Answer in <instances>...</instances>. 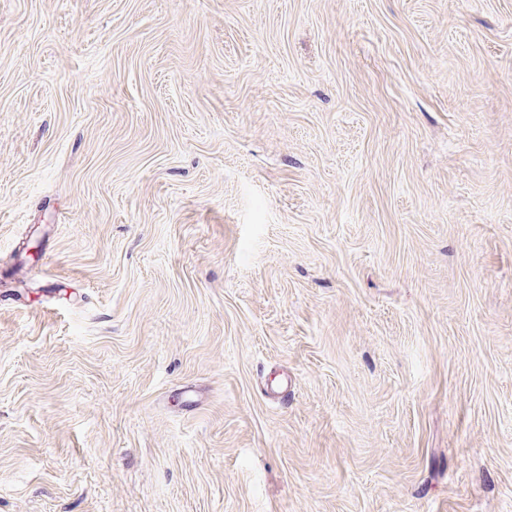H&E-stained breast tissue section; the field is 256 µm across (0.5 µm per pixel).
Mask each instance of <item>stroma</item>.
<instances>
[{
    "instance_id": "35a3bbf8",
    "label": "stroma",
    "mask_w": 512,
    "mask_h": 512,
    "mask_svg": "<svg viewBox=\"0 0 512 512\" xmlns=\"http://www.w3.org/2000/svg\"><path fill=\"white\" fill-rule=\"evenodd\" d=\"M0 512H512V0H0Z\"/></svg>"
}]
</instances>
